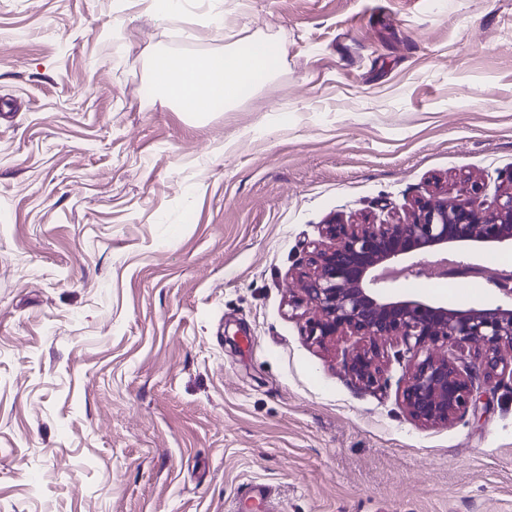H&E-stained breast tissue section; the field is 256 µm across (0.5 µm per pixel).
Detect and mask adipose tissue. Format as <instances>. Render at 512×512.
I'll list each match as a JSON object with an SVG mask.
<instances>
[{"mask_svg": "<svg viewBox=\"0 0 512 512\" xmlns=\"http://www.w3.org/2000/svg\"><path fill=\"white\" fill-rule=\"evenodd\" d=\"M150 69L164 98L183 111L203 114L235 107L246 92L269 80L276 70V52L271 40L255 36L246 47L230 45L204 56L158 51Z\"/></svg>", "mask_w": 512, "mask_h": 512, "instance_id": "obj_1", "label": "adipose tissue"}]
</instances>
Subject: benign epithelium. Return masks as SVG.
<instances>
[{
  "mask_svg": "<svg viewBox=\"0 0 512 512\" xmlns=\"http://www.w3.org/2000/svg\"><path fill=\"white\" fill-rule=\"evenodd\" d=\"M476 184L456 197L438 191L415 200L403 219L358 224L333 219L324 225L326 243L313 246L296 278L297 306L311 310L306 333L323 346L343 336L358 338L345 368L356 383L380 386L381 343L401 341L413 352L401 392L410 418L420 425L446 424L477 409L472 377L454 349H473L475 369L487 382L500 381L512 364V286L497 280L494 303L465 308L417 296L393 297L394 280L383 271L399 268L420 276L424 256L460 258L458 272L475 267L470 255L512 247V173L494 202L477 201Z\"/></svg>",
  "mask_w": 512,
  "mask_h": 512,
  "instance_id": "1",
  "label": "benign epithelium"
}]
</instances>
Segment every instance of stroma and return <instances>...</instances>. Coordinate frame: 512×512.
<instances>
[{"instance_id": "obj_1", "label": "stroma", "mask_w": 512, "mask_h": 512, "mask_svg": "<svg viewBox=\"0 0 512 512\" xmlns=\"http://www.w3.org/2000/svg\"><path fill=\"white\" fill-rule=\"evenodd\" d=\"M253 36L237 109L156 94ZM511 173L512 0H0V512H512V381L416 424L404 345L360 386L288 291L332 218ZM274 48L271 40L255 36L245 48L224 46V51L204 56L156 51L150 69L161 95L183 111H226L235 107L246 92L272 77L276 70Z\"/></svg>"}]
</instances>
